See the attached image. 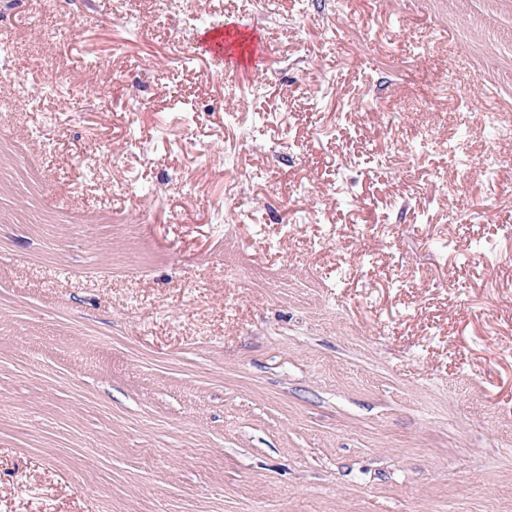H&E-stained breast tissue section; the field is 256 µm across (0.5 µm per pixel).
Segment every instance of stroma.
I'll return each instance as SVG.
<instances>
[{"instance_id":"obj_1","label":"stroma","mask_w":512,"mask_h":512,"mask_svg":"<svg viewBox=\"0 0 512 512\" xmlns=\"http://www.w3.org/2000/svg\"><path fill=\"white\" fill-rule=\"evenodd\" d=\"M273 2L0 0V512H512V0ZM198 41L205 47L206 52L213 60H222L224 57V29L222 26L210 24L198 34ZM511 158L505 157L497 150L496 146L488 147L477 157L466 156L460 162V168L465 173H478L486 180L496 183L500 170L511 164Z\"/></svg>"}]
</instances>
